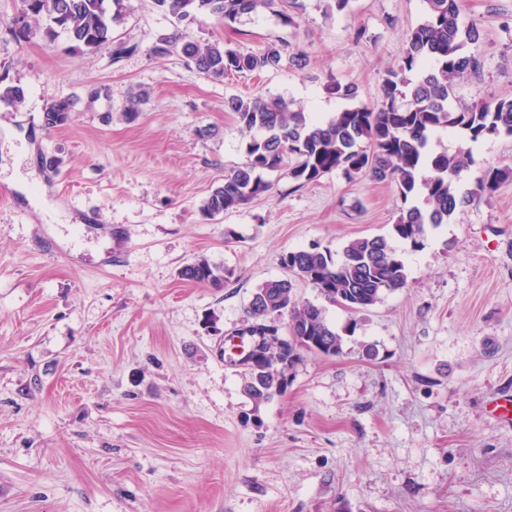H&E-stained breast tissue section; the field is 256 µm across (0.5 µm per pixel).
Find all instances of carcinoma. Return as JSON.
Listing matches in <instances>:
<instances>
[{
  "label": "carcinoma",
  "instance_id": "1",
  "mask_svg": "<svg viewBox=\"0 0 512 512\" xmlns=\"http://www.w3.org/2000/svg\"><path fill=\"white\" fill-rule=\"evenodd\" d=\"M24 19L43 18L46 35L63 34L75 50L92 51L112 42V24L123 19L125 0H22ZM424 19L405 35V50L396 67L386 71L383 98L373 105H353L359 97L352 82L333 81L330 94L351 106L318 121L302 108L293 109L282 97L233 95L224 101L239 128L249 134L246 161L224 175V181L203 201L200 211L215 217L272 193L265 175L288 166L289 177L304 186L334 171L352 180L365 175L396 186L405 205L392 225V236L349 241L336 255L318 244L291 251L283 265L317 290L327 302L352 312L375 305L385 292L407 285L404 262L392 239L422 244L430 229L453 219L455 213L480 195H490L512 176L511 167L488 168L462 183L469 169L461 154L430 149L440 130H460L476 142L491 136H512V97L474 101L457 107L461 80L481 66L479 47L484 32L460 18V0H422ZM158 11L180 24L199 15L217 18L235 28L242 19L262 12L294 23L302 0H153ZM178 52L196 70L213 79L260 73L286 63L303 69L306 55L270 44L259 52L243 51L219 40L197 42L182 30L152 45L154 57ZM74 111L69 98L46 105L43 123L56 127ZM229 270L203 258L180 269L181 278L216 288ZM288 314V337H278L273 315ZM252 323L273 330L278 355H264L244 370V390L256 401L284 393L286 373L298 359L293 338L308 339L305 350L325 356L342 353V336L327 321L324 309L293 294L290 281L268 280L249 304Z\"/></svg>",
  "mask_w": 512,
  "mask_h": 512
}]
</instances>
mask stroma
<instances>
[{
  "label": "stroma",
  "instance_id": "1",
  "mask_svg": "<svg viewBox=\"0 0 512 512\" xmlns=\"http://www.w3.org/2000/svg\"><path fill=\"white\" fill-rule=\"evenodd\" d=\"M111 44L72 51L65 36L8 30L21 0H0V512H512V179L475 197L419 248L395 247L407 286L352 313L295 281L343 338L337 356L301 351L284 395L253 401L225 359L281 258L319 244L390 235L393 185L333 172L300 187L268 173L272 196L212 219L199 207L243 163L246 134L226 97L280 96L324 119L339 80L378 102L422 0H303L288 26L261 13L242 31L209 16L193 40L246 51L289 43L304 69L214 80L177 53L153 57L171 19L126 0ZM487 38L467 102L512 96V0H461ZM75 102L45 129L53 100ZM141 98L140 114L124 111ZM215 129L203 138L199 129ZM434 149L471 152L469 177L512 167V136ZM205 258L222 287L179 277ZM374 356H367V349Z\"/></svg>",
  "mask_w": 512,
  "mask_h": 512
}]
</instances>
